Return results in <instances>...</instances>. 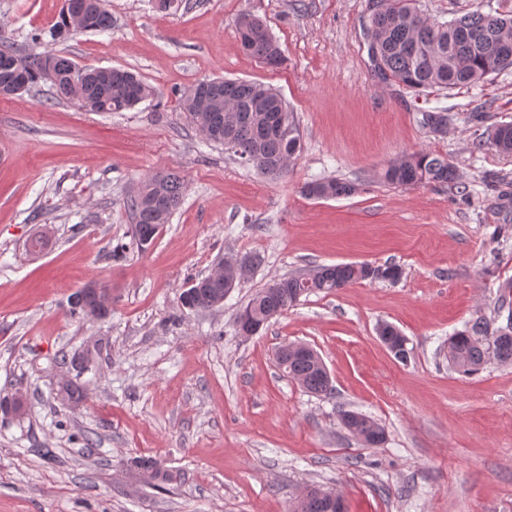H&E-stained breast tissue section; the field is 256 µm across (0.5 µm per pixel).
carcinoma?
Listing matches in <instances>:
<instances>
[{
  "instance_id": "1",
  "label": "carcinoma",
  "mask_w": 512,
  "mask_h": 512,
  "mask_svg": "<svg viewBox=\"0 0 512 512\" xmlns=\"http://www.w3.org/2000/svg\"><path fill=\"white\" fill-rule=\"evenodd\" d=\"M85 18L82 31L101 32L112 25V15L104 0H83ZM242 51L271 68L284 61L281 47L267 25L253 15L236 21ZM370 52L383 75L413 89H452L482 83L501 70L512 67V14L484 13L480 10L439 22L422 17L417 0H386L383 10L372 14L367 28ZM26 88L42 82L55 95L75 101L88 112H124L154 95L151 86L134 73L117 69L111 73L98 68L73 70L75 64L64 56L25 54ZM194 89L208 101L200 112L186 113L197 132L208 143L224 146L260 175L278 179L302 153L299 123L281 95L262 83L216 78L201 81ZM0 95L16 96L15 71L0 54ZM285 122L288 131L280 129ZM487 142L496 150L512 154V123L494 126ZM381 178L391 184H448L457 179L448 159L429 151H417L389 163ZM184 182L174 173L150 175L127 206L135 224L132 238L138 247L154 240L162 225L170 222L180 207ZM357 191L352 182L335 179L306 184L302 193L309 199L349 196ZM401 275L396 264L369 263L321 265L310 273L272 280L261 288L237 313L236 323L267 324L295 306L308 294H330L364 281L395 282ZM198 287L182 291L181 305L191 311L212 307L224 286L239 283L238 274L224 270V279H197ZM508 309L506 327L487 335V323L478 317L465 330L448 337V363L458 373L470 376L496 361L512 365V280L500 285L498 310ZM282 370L307 392L327 395L331 380L311 356L298 350L288 353ZM344 426L361 442L376 445L384 440V429L369 416L345 411ZM133 467L154 486L163 489L175 477L155 458H139ZM291 512H336L323 489L310 487L294 502Z\"/></svg>"
}]
</instances>
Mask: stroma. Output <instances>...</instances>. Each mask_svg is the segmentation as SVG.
<instances>
[{
	"instance_id": "obj_1",
	"label": "stroma",
	"mask_w": 512,
	"mask_h": 512,
	"mask_svg": "<svg viewBox=\"0 0 512 512\" xmlns=\"http://www.w3.org/2000/svg\"><path fill=\"white\" fill-rule=\"evenodd\" d=\"M63 0H0V32L21 52L77 66L124 68L155 95L126 112H87L47 85L0 97V512H289L306 485L340 493L348 512H512V366L474 376L448 366L449 336L485 317L512 279V156L485 145L512 121V68L474 86L414 91L375 70L366 27L376 0H106L111 27L56 40ZM448 21L512 0H420ZM262 18L283 64L240 49L234 21ZM224 77L277 88L303 152L271 181L204 144L181 96ZM448 121L431 130L424 113ZM420 150L448 158L452 185L382 180ZM179 174L183 202L153 243H131L126 200L147 176ZM324 178L357 183L313 200ZM259 255L222 306L179 295L227 256ZM398 264L397 282L307 295L252 337L235 316L271 280L320 265ZM112 291L102 320L71 316L90 282ZM388 322L408 339L401 361L380 342ZM105 349L79 405L53 394L54 358L86 340ZM305 342L323 357L329 396L307 393L276 354ZM362 412L377 445L341 423ZM50 448L53 458L41 457ZM158 458L168 491L131 462ZM357 190L358 188L355 183L329 179L307 183L302 188V193L309 199H329L339 196H349L354 194ZM353 415L348 418V415ZM344 426L361 442L376 445L384 440V429L369 416L357 411H344L341 416Z\"/></svg>"
}]
</instances>
